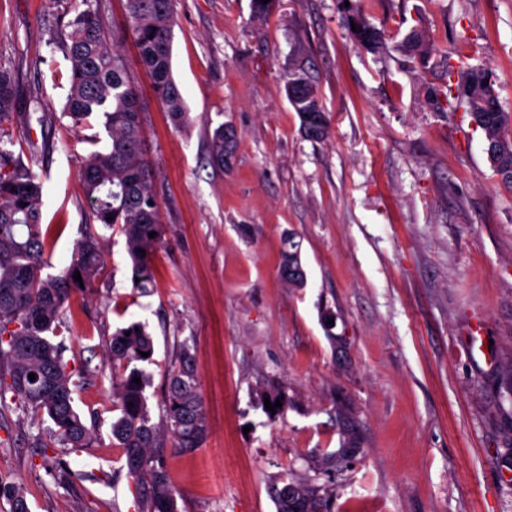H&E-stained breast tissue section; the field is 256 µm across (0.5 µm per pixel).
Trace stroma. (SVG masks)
I'll return each instance as SVG.
<instances>
[{
    "mask_svg": "<svg viewBox=\"0 0 512 512\" xmlns=\"http://www.w3.org/2000/svg\"><path fill=\"white\" fill-rule=\"evenodd\" d=\"M387 30L383 49L348 28L350 8ZM108 31L126 26L123 0H0V66L19 79L14 154L39 151L43 221L53 272L70 262L89 221L80 159L101 149L62 111L66 46L84 11ZM433 53L407 67L406 35ZM155 169L168 246L153 284L133 288L124 236L96 225L105 266L66 307L72 366L91 373L76 404L94 418L89 447L41 448L39 414L0 406V512L24 485L30 512H139L112 445L108 344L139 321L154 339L146 392L161 417L166 370L188 345L208 434L188 453L167 450L180 512H277L271 488L312 481L330 512H512V189L492 170L465 107L427 101L446 57L489 71L512 114V0H176L172 69L187 122L174 126L124 42ZM304 71L330 120L329 139L300 129L287 87ZM55 117L49 134L39 119ZM232 127L227 167L208 137ZM299 242L303 287L278 267L286 235ZM344 338L334 346L331 335ZM290 403L269 418L268 383ZM353 414L362 452L331 473L340 445L337 403ZM82 471L71 483L45 456Z\"/></svg>",
    "mask_w": 512,
    "mask_h": 512,
    "instance_id": "1",
    "label": "stroma"
}]
</instances>
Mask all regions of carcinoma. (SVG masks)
<instances>
[{
  "label": "carcinoma",
  "instance_id": "1",
  "mask_svg": "<svg viewBox=\"0 0 512 512\" xmlns=\"http://www.w3.org/2000/svg\"><path fill=\"white\" fill-rule=\"evenodd\" d=\"M174 0H125L127 32L136 48L140 67L150 87L172 122L184 123L188 107L172 73ZM347 21L356 25L362 44L375 47L384 32L355 11ZM410 58L428 63V50L417 32L406 39ZM71 63L69 91L63 115L81 125L94 116L103 117L105 143L101 150L81 160L79 176L92 219L108 228L116 225L125 236L132 263L133 287L145 289L153 280L152 258L164 244L166 230L159 220L154 190V171L147 159L139 112L141 90L128 77V63L99 17L88 11L78 19L67 47ZM445 89L435 91L440 107L464 102L484 139L494 143L497 153L489 163L501 182L512 189V137L505 133L512 116L502 111L490 74L465 60L448 66ZM302 98L292 106L304 134L315 140L329 135V120L317 90L302 72ZM19 98L15 74L0 66V143H14V120ZM236 146V134L224 136L216 128L209 140L211 163L224 168ZM43 183L37 174L10 150L0 148V402L11 398L26 410L47 417L49 439L64 448H86L95 437L75 402L80 383L65 353L69 347L56 341L64 322L65 305L84 292L100 274L104 257L99 237L89 231L77 243L71 262L60 275L44 273L48 261V232L42 223ZM154 236H149V233ZM80 273L82 282L74 279ZM281 276L302 287L306 272L298 245L288 241L282 251ZM150 356H141V353ZM154 340L144 324L133 322L112 334L109 358L115 369L112 378V441L123 449V468L138 494L139 512H179L177 490L160 456L153 452L170 439L183 451L201 447L207 435V415L190 348L182 346L167 374L162 401L163 426L153 423L145 388V367L153 363ZM36 379L29 380V374ZM141 379L137 384L134 379ZM263 397L280 401L273 417L284 415L288 395L279 386ZM343 424L342 447H360V436L349 412L336 406ZM45 468L63 472L68 481H79L83 473L55 457H45ZM277 512H325L315 486L292 481L273 486Z\"/></svg>",
  "mask_w": 512,
  "mask_h": 512
}]
</instances>
